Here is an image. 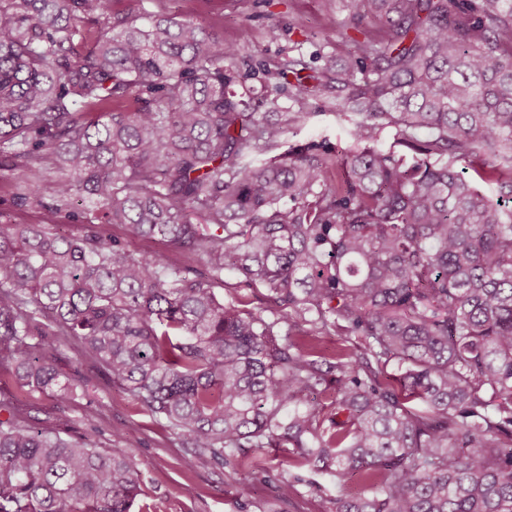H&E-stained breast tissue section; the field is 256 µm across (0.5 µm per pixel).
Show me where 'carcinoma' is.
I'll return each mask as SVG.
<instances>
[{"label": "carcinoma", "instance_id": "obj_1", "mask_svg": "<svg viewBox=\"0 0 512 512\" xmlns=\"http://www.w3.org/2000/svg\"><path fill=\"white\" fill-rule=\"evenodd\" d=\"M352 2L325 32L345 63L324 54L272 113L191 19L0 0V179L39 213L0 228V368L66 403L71 336L183 440L186 468L224 462L236 483L238 449H288L285 501L309 466L335 512H512V0ZM299 65L253 71L270 104ZM311 98L349 147L287 139ZM227 273L296 320L224 302ZM333 332L348 345L317 342ZM138 492L135 458L0 399V512H132ZM105 231L111 236L120 238L132 251L144 252L163 249L162 245L158 241L134 236L123 226L118 224L105 226Z\"/></svg>", "mask_w": 512, "mask_h": 512}]
</instances>
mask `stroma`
<instances>
[{"mask_svg": "<svg viewBox=\"0 0 512 512\" xmlns=\"http://www.w3.org/2000/svg\"><path fill=\"white\" fill-rule=\"evenodd\" d=\"M114 10L131 17L163 13L194 19L237 48L236 65L244 72L261 63L272 68L289 57L312 70L325 52L337 57L348 52L345 43H324L327 18L348 19L346 0H115ZM310 106L317 114L298 132V139L325 137L346 146L347 123L333 113H319V100H311ZM78 348L76 340H68L57 363L61 381L77 386L70 402L19 391L5 371H0V393L15 396L19 409L32 414L36 428L72 440L89 434L101 453L122 451L134 456L141 488L135 512H332L338 491L326 475H316L311 484H297L289 500L279 498L278 481L288 473L283 448L268 449L272 464L268 472L256 475L242 470V480L253 486L246 497L226 482L224 464L205 461L185 469L181 439L114 386L101 367L80 357ZM90 417L95 420L91 428L86 425ZM127 428L135 429V436L118 439V431Z\"/></svg>", "mask_w": 512, "mask_h": 512, "instance_id": "stroma-1", "label": "stroma"}]
</instances>
